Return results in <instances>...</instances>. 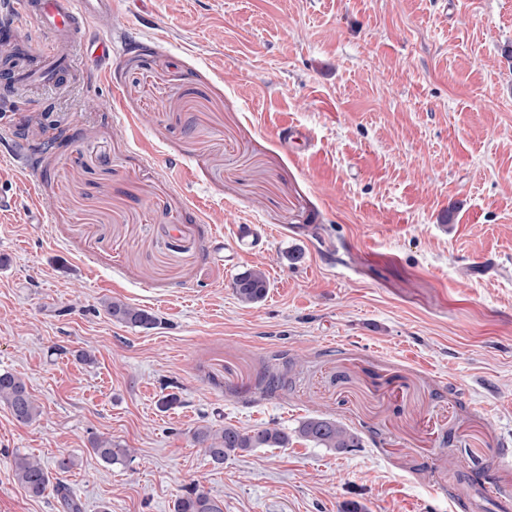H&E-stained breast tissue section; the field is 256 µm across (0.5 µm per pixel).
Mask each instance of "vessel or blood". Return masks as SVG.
<instances>
[{
    "label": "vessel or blood",
    "mask_w": 512,
    "mask_h": 512,
    "mask_svg": "<svg viewBox=\"0 0 512 512\" xmlns=\"http://www.w3.org/2000/svg\"><path fill=\"white\" fill-rule=\"evenodd\" d=\"M9 19L0 21V95L16 102L35 87L66 90L78 70L112 63V32L122 25L115 0H9ZM33 23L49 40L27 57H15L22 22ZM259 240L238 235L225 241L215 234L214 246L227 261L255 251Z\"/></svg>",
    "instance_id": "1"
}]
</instances>
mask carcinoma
<instances>
[{
    "mask_svg": "<svg viewBox=\"0 0 512 512\" xmlns=\"http://www.w3.org/2000/svg\"><path fill=\"white\" fill-rule=\"evenodd\" d=\"M231 288L236 299L249 306L265 299L269 282L261 268L247 267L235 275ZM103 307L113 321L127 326L147 328L156 321L148 311L122 300L105 301ZM0 404L5 405L21 424H29L40 415V407L28 391L25 381L9 371L0 372ZM295 437L317 448L336 451L362 447L360 434L325 417L305 418L291 431L276 426L243 430L232 425L221 429L205 425L192 433L193 442L204 448L211 461L218 465L232 454L246 453L256 448H286ZM92 451L108 465H127L132 460L131 449L123 448L108 438L93 441ZM12 469L17 482L32 496L43 495L50 485L49 472L40 461L28 455H15ZM174 512H224V501L194 487L175 501Z\"/></svg>",
    "mask_w": 512,
    "mask_h": 512,
    "instance_id": "1",
    "label": "carcinoma"
}]
</instances>
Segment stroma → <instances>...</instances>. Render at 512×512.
<instances>
[{
    "label": "stroma",
    "mask_w": 512,
    "mask_h": 512,
    "mask_svg": "<svg viewBox=\"0 0 512 512\" xmlns=\"http://www.w3.org/2000/svg\"><path fill=\"white\" fill-rule=\"evenodd\" d=\"M124 36L107 75L0 117V371L42 409L24 425L0 404V512H67L58 484L80 512H174L192 486L224 512H451L481 466L467 512H501L512 0H144ZM246 227L260 251L225 265L215 229ZM252 266L269 290L245 307L231 283ZM111 299L156 324L113 321ZM310 416L362 447L217 465L191 440ZM98 438L133 462L103 463ZM17 453L48 468L44 495ZM12 469L17 482L32 496H42L50 485V475L38 461L25 454H16Z\"/></svg>",
    "instance_id": "obj_1"
}]
</instances>
